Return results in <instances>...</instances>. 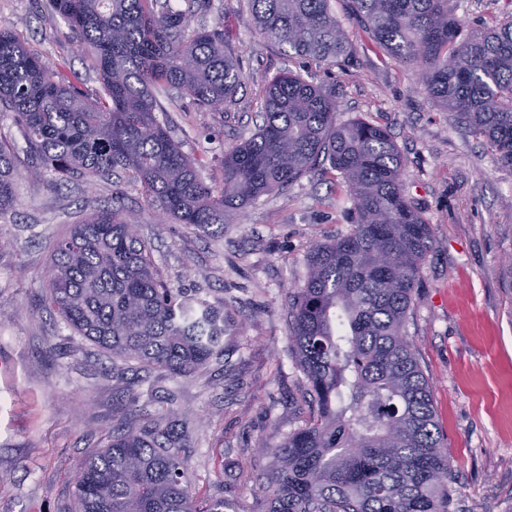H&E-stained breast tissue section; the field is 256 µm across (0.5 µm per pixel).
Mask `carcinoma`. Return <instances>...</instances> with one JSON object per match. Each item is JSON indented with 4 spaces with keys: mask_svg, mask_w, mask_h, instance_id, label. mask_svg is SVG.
<instances>
[{
    "mask_svg": "<svg viewBox=\"0 0 512 512\" xmlns=\"http://www.w3.org/2000/svg\"><path fill=\"white\" fill-rule=\"evenodd\" d=\"M347 17L400 61L422 63L425 91L512 169V18L459 39L453 0H341ZM264 37L300 58L350 62L354 47L331 0H248ZM91 55V97L64 63L51 68L0 27V112L21 126L34 173L60 184L130 170L147 205L208 232L224 216L327 163L346 188L353 229L309 250L290 294L289 340L308 383L307 417L267 453L254 505L199 499L183 470L185 420L152 414L129 392L106 446L84 460L77 512H450L451 467L432 387L403 328L430 226L406 197L403 158L386 129L336 124L334 91L276 75L255 134L224 153L220 187L198 173L156 112L177 90L222 112L243 82L224 52V20L192 29L168 0H49ZM15 146L0 140V215L15 203ZM121 207L100 210L53 247L44 304L112 357L189 379L224 356L229 322L191 307L160 279Z\"/></svg>",
    "mask_w": 512,
    "mask_h": 512,
    "instance_id": "1",
    "label": "carcinoma"
}]
</instances>
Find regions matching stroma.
<instances>
[{
    "label": "stroma",
    "mask_w": 512,
    "mask_h": 512,
    "mask_svg": "<svg viewBox=\"0 0 512 512\" xmlns=\"http://www.w3.org/2000/svg\"><path fill=\"white\" fill-rule=\"evenodd\" d=\"M454 4L467 32L512 16V0ZM179 7L192 27L223 22L243 73L221 112L199 111L174 91L160 98V121L202 160L206 183L219 184L225 152L255 133L264 89L285 70L333 88L337 124L362 119L391 133L405 194L433 238L406 334L448 446L451 512H512V291L504 286L512 169L422 89L419 64L394 59L353 21L344 23L351 64L329 68L265 41L240 0ZM1 25L46 65L66 63L88 94L99 91L87 52L62 19L47 16L44 0H0ZM0 137L14 141L20 172L16 204L0 219V512H73L76 474L131 390L152 395L153 410L188 417L184 470L197 492L250 505L256 485L241 480L240 464L259 443L277 446L304 416L307 381L290 350L288 294L305 281L311 246L350 231L346 193L315 169L226 215L223 232L205 234L145 205L131 172L58 185L32 173L11 116H0ZM115 200L134 216L168 287L203 296L231 324L223 357L190 379L139 367L113 374L105 351L39 303L54 241Z\"/></svg>",
    "instance_id": "1"
}]
</instances>
